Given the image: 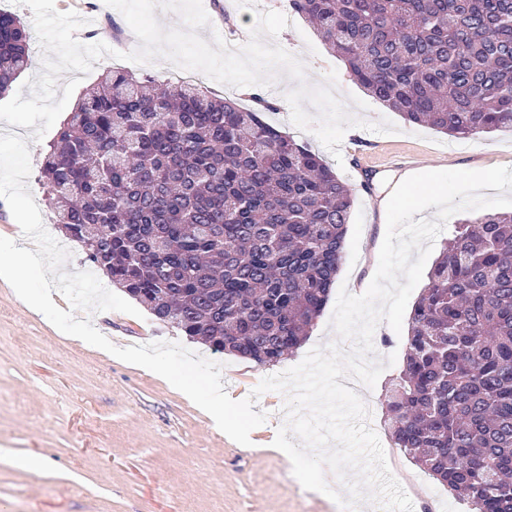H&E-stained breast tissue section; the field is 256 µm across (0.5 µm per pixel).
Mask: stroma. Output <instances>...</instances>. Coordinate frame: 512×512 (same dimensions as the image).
I'll list each match as a JSON object with an SVG mask.
<instances>
[{"mask_svg": "<svg viewBox=\"0 0 512 512\" xmlns=\"http://www.w3.org/2000/svg\"><path fill=\"white\" fill-rule=\"evenodd\" d=\"M101 0H55L58 11L77 12L86 23L75 37L91 44L109 36V23L125 25L116 10L103 13ZM210 19L198 31L204 40L224 32L227 24L250 25L257 13H288V0H236L234 10L220 17L213 0H202ZM299 59L306 72L325 84L336 72L333 91L360 127L348 128L338 152H331L309 131L296 127L281 80L254 90L216 82L197 74L199 83L220 96L249 106L255 92L275 102L265 120L298 143L318 153L355 190V204L345 241L337 284L362 294L377 268L386 232V205L398 182L431 170L512 168V130L502 129L473 140L452 137L427 126L409 124L397 111L368 96L350 77L344 63L324 45L310 24L294 17L274 39ZM391 122L395 133L371 131V124ZM5 132L25 137L31 171L26 180L51 236L62 242L69 257L63 269L87 270L81 248L53 227V213L38 183L43 150L57 135L49 130L35 140L31 129L5 125ZM334 303H327L305 343L289 359L262 366L232 355L212 356L204 345L157 321L150 312L135 317L118 311H76L119 347L152 342L178 343L221 366L227 394L235 400L255 395L266 377L298 365L315 347L331 343ZM406 337L379 322L372 360L384 363L369 396L380 428L378 437L387 460L402 474L407 495L422 489L435 492L428 510L469 512L446 487L422 472L394 448L383 424L382 401L399 374ZM38 455L43 469L30 471L18 459ZM0 512H342L322 493L304 489L281 453L235 444L215 431L190 399L164 378L136 365L109 357L74 340L31 310L13 288L0 280Z\"/></svg>", "mask_w": 512, "mask_h": 512, "instance_id": "stroma-1", "label": "stroma"}]
</instances>
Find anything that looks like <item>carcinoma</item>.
<instances>
[{"label": "carcinoma", "mask_w": 512, "mask_h": 512, "mask_svg": "<svg viewBox=\"0 0 512 512\" xmlns=\"http://www.w3.org/2000/svg\"><path fill=\"white\" fill-rule=\"evenodd\" d=\"M365 92L456 139L512 129V0H289ZM0 12V94L29 65ZM203 86L108 69L49 145L65 237L158 320L256 364L292 356L343 261L354 193L326 162ZM391 440L476 512H512V214L454 225L384 400ZM479 449L491 464L464 463Z\"/></svg>", "instance_id": "cac0c4a2"}]
</instances>
